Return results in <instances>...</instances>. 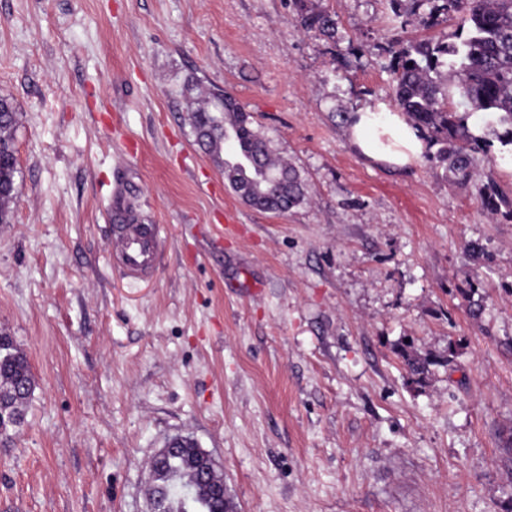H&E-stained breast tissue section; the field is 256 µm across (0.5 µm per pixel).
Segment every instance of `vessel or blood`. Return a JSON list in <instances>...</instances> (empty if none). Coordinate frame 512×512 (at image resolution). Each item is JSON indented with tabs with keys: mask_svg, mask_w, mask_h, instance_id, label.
<instances>
[{
	"mask_svg": "<svg viewBox=\"0 0 512 512\" xmlns=\"http://www.w3.org/2000/svg\"><path fill=\"white\" fill-rule=\"evenodd\" d=\"M161 248V231L156 224H123L112 238V253L134 279L152 276Z\"/></svg>",
	"mask_w": 512,
	"mask_h": 512,
	"instance_id": "b4317fda",
	"label": "vessel or blood"
}]
</instances>
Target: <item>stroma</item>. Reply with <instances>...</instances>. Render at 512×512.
Segmentation results:
<instances>
[{"label":"stroma","mask_w":512,"mask_h":512,"mask_svg":"<svg viewBox=\"0 0 512 512\" xmlns=\"http://www.w3.org/2000/svg\"><path fill=\"white\" fill-rule=\"evenodd\" d=\"M0 0L20 174L0 224V331L27 357L0 512H148L170 438L237 512H512V192L501 144L452 181L346 135L393 105L388 0ZM230 92L303 201L258 211L196 144L188 83ZM163 227L154 277L112 255V191ZM487 246L489 259L469 255ZM431 365L415 383L400 355ZM319 2V0H293L297 22L304 30H317L331 35L335 31L336 22ZM489 194H481L482 203L486 204V207L494 214L500 213L502 216H506L512 219V198L507 193L499 191L494 184L488 185ZM505 208V211H501V207Z\"/></svg>","instance_id":"stroma-1"}]
</instances>
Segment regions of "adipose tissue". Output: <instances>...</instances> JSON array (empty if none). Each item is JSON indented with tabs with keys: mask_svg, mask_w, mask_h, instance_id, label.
Listing matches in <instances>:
<instances>
[{
	"mask_svg": "<svg viewBox=\"0 0 512 512\" xmlns=\"http://www.w3.org/2000/svg\"><path fill=\"white\" fill-rule=\"evenodd\" d=\"M348 134L368 159L402 168L423 151L421 134L402 113L374 104L355 112L349 119Z\"/></svg>",
	"mask_w": 512,
	"mask_h": 512,
	"instance_id": "ef3b65f1",
	"label": "adipose tissue"
}]
</instances>
